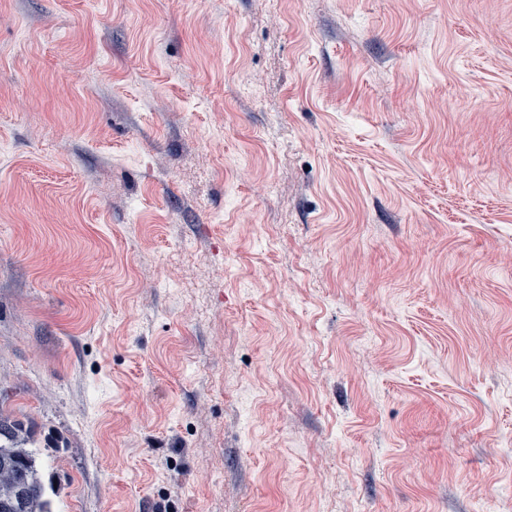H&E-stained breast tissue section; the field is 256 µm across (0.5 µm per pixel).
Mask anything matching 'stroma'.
Listing matches in <instances>:
<instances>
[{
    "instance_id": "1",
    "label": "stroma",
    "mask_w": 512,
    "mask_h": 512,
    "mask_svg": "<svg viewBox=\"0 0 512 512\" xmlns=\"http://www.w3.org/2000/svg\"><path fill=\"white\" fill-rule=\"evenodd\" d=\"M0 413L54 512H512V0H0Z\"/></svg>"
}]
</instances>
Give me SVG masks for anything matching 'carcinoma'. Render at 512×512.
I'll return each mask as SVG.
<instances>
[{
    "mask_svg": "<svg viewBox=\"0 0 512 512\" xmlns=\"http://www.w3.org/2000/svg\"><path fill=\"white\" fill-rule=\"evenodd\" d=\"M23 424L0 413V512H52Z\"/></svg>",
    "mask_w": 512,
    "mask_h": 512,
    "instance_id": "1",
    "label": "carcinoma"
}]
</instances>
